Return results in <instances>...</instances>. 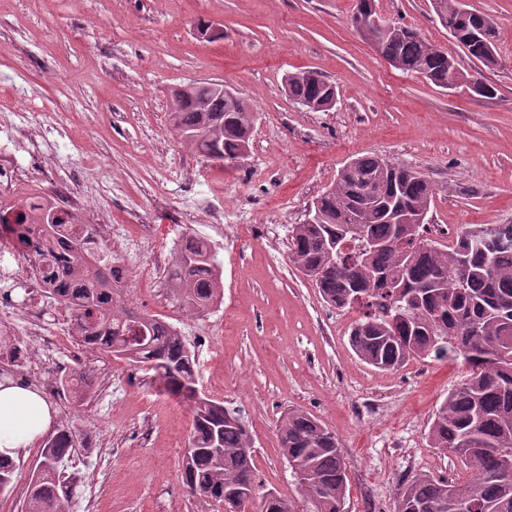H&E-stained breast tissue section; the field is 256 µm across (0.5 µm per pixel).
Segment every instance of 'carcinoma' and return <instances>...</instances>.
I'll use <instances>...</instances> for the list:
<instances>
[{
	"mask_svg": "<svg viewBox=\"0 0 512 512\" xmlns=\"http://www.w3.org/2000/svg\"><path fill=\"white\" fill-rule=\"evenodd\" d=\"M437 16L471 55L490 69L498 64L496 24L462 0H432ZM399 70L448 89L457 71L453 57L402 26L382 42ZM288 95L312 108L329 102L334 84L315 71L286 77ZM175 129L205 159L224 163L249 148L256 122L243 100L226 97L222 84L186 85L171 112ZM433 183L419 172L379 157L351 160L314 203L315 223L292 230L290 260L324 301L354 310L349 342L356 356L381 371L412 359L461 362L464 381L448 393L428 431L433 448L453 453L472 479L419 474L401 488L395 512H512V224L463 227L450 244L425 236L426 224H398L406 212H429ZM62 213L47 201L15 192L0 195V230L37 225L28 253L46 294L70 312L74 336L84 346L112 353L153 372L163 390L192 410L191 445L181 479L203 512L242 491L258 512H344L347 464L334 433L313 415L291 410L279 424L287 462L309 475L298 496L263 502L256 481L252 440L237 409L207 399L194 402V354L185 336L165 320L118 304L126 272L96 227ZM221 262L206 241L188 238L172 279L183 303L205 311L223 298ZM92 378L76 372L64 386L84 391ZM73 435L61 430L42 449L45 468L32 475L22 512H64L58 468L70 458Z\"/></svg>",
	"mask_w": 512,
	"mask_h": 512,
	"instance_id": "cac0c4a2",
	"label": "carcinoma"
}]
</instances>
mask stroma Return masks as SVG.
<instances>
[{
    "label": "stroma",
    "mask_w": 512,
    "mask_h": 512,
    "mask_svg": "<svg viewBox=\"0 0 512 512\" xmlns=\"http://www.w3.org/2000/svg\"><path fill=\"white\" fill-rule=\"evenodd\" d=\"M498 25V64L472 60L441 25L430 0H376L391 21L447 48L458 68L491 83L485 98L444 90L389 66L355 31V0H0V117L25 125L17 185H42L40 150L58 179L87 199L100 226L153 225L135 241L105 235L127 271L121 303L180 328L198 386L241 411L263 489L297 496L279 421L291 410L333 432L348 464L345 512H393L402 482L419 473L469 480L452 453L431 447V419L464 379L458 362L430 358L381 372L348 343L355 312L324 302L288 256L293 226L352 159L377 156L414 168L437 188L428 217L447 244L468 224H512V0H467ZM219 32L203 38L201 23ZM320 72L337 102L296 103L286 75ZM191 83L233 89L257 116L244 159L202 160L174 129L170 93ZM222 262L224 298L204 314L183 305L169 266L188 237ZM6 319L25 336L28 309L44 329L71 328L65 310L25 295ZM224 354L222 366L212 349ZM42 373L27 377L72 431L79 459L104 460L97 512H200L181 480L190 409L152 372L67 337L41 347ZM87 370L82 398L61 385Z\"/></svg>",
    "instance_id": "obj_1"
}]
</instances>
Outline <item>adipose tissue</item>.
<instances>
[{"label":"adipose tissue","mask_w":512,"mask_h":512,"mask_svg":"<svg viewBox=\"0 0 512 512\" xmlns=\"http://www.w3.org/2000/svg\"><path fill=\"white\" fill-rule=\"evenodd\" d=\"M54 421V410L37 390L9 377L0 379V457L16 460Z\"/></svg>","instance_id":"1"}]
</instances>
